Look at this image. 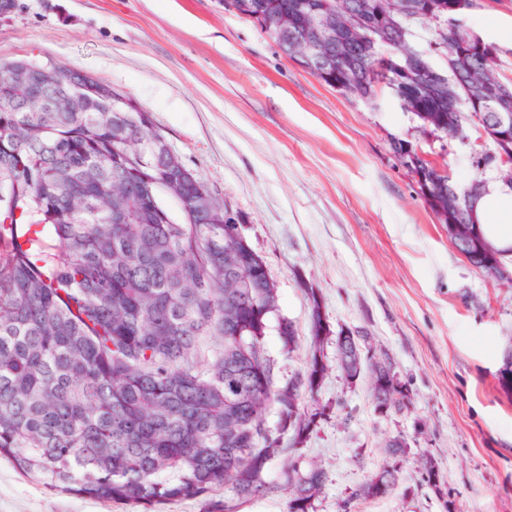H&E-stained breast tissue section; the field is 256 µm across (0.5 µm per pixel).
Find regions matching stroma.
I'll use <instances>...</instances> for the list:
<instances>
[{"instance_id":"stroma-1","label":"stroma","mask_w":512,"mask_h":512,"mask_svg":"<svg viewBox=\"0 0 512 512\" xmlns=\"http://www.w3.org/2000/svg\"><path fill=\"white\" fill-rule=\"evenodd\" d=\"M62 61L92 74L150 112L184 164L238 216L278 286L264 347L276 383L305 371L316 288L332 331L367 332V347L409 381L408 408L382 414L371 376L347 383L336 341L316 394L331 411L303 446L327 472L316 512L341 502L386 463V444L410 451L399 485L358 501L353 512H512V392L498 373L512 354V287L488 278L448 241L391 149L410 141L447 166L458 189L477 177V133L422 134L390 90L377 107L344 96L303 70L224 0H18L0 20V63ZM290 320L286 352L277 332ZM432 457L450 493L422 483L417 459ZM280 448L263 495L237 512H289ZM0 512H144L54 491L0 456Z\"/></svg>"}]
</instances>
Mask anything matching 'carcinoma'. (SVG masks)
Instances as JSON below:
<instances>
[{"instance_id":"obj_1","label":"carcinoma","mask_w":512,"mask_h":512,"mask_svg":"<svg viewBox=\"0 0 512 512\" xmlns=\"http://www.w3.org/2000/svg\"><path fill=\"white\" fill-rule=\"evenodd\" d=\"M326 1L336 4V43L321 48L318 79L370 106L390 88L397 98H413L423 133H461L473 119L467 90L485 94L484 80L497 64L475 54L461 65L448 23L431 25L430 49L447 58L448 73L441 74L410 45L411 19L400 29L370 32L368 45L356 50L344 31L351 0H231L276 46H288L291 58L305 28L285 33L277 18L304 17ZM385 47L397 50L388 76L376 71ZM10 67L0 64V171L8 173L10 193L0 206V456L51 490L155 512L218 488L245 501L264 493L266 466L288 433L289 512H315L326 474L305 463L302 447L325 407L309 408L303 399L317 393L328 371L322 346L332 335L315 289L305 286L307 370L279 385L264 348L266 300L277 286L256 272L266 262L240 224L112 223V204L129 194L113 182L126 179L116 157L127 140H113L112 122L97 102L90 112L12 111L3 84ZM450 86L461 99L456 112L448 111ZM392 150L408 161L439 223H468L462 212L448 216L447 167L402 139ZM20 224L36 228L37 239L25 248L16 243ZM228 236L243 264L226 280ZM246 278L251 297L240 303L238 283ZM278 333L293 351L292 322L282 319ZM364 340L339 331L337 368L353 383L369 362L376 410L401 409L412 389L381 359L341 358L345 349L363 353ZM268 405L278 408V435L265 425ZM408 448L395 437L386 454L401 461ZM420 474L444 494L432 458H422ZM388 476L385 466L342 501L340 512L391 493Z\"/></svg>"}]
</instances>
